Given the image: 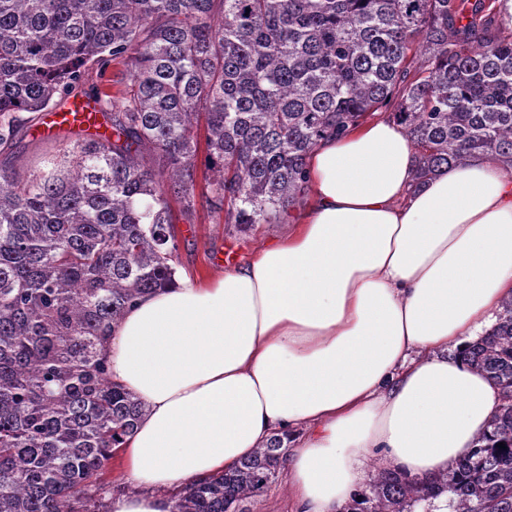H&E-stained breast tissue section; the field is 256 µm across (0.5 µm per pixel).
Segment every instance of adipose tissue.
Wrapping results in <instances>:
<instances>
[{"label":"adipose tissue","instance_id":"1","mask_svg":"<svg viewBox=\"0 0 512 512\" xmlns=\"http://www.w3.org/2000/svg\"><path fill=\"white\" fill-rule=\"evenodd\" d=\"M395 123L320 143L287 237L222 274L177 271L111 325L113 383L146 406L109 512H172L275 435L297 512H341L380 453L427 479L501 403L458 352L512 295V174L477 155L423 182Z\"/></svg>","mask_w":512,"mask_h":512}]
</instances>
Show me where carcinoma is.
Listing matches in <instances>:
<instances>
[{
    "label": "carcinoma",
    "mask_w": 512,
    "mask_h": 512,
    "mask_svg": "<svg viewBox=\"0 0 512 512\" xmlns=\"http://www.w3.org/2000/svg\"><path fill=\"white\" fill-rule=\"evenodd\" d=\"M495 3L0 0V151L71 98L95 105L37 169L0 162V512H105L145 407L112 383L104 331L173 282L178 217L273 223L308 189L311 151L377 112L410 140L417 181L474 154L512 172V28ZM463 355L502 392L471 454L426 480L372 474L344 512H512L511 295ZM287 453L271 437L173 512H249Z\"/></svg>",
    "instance_id": "obj_1"
}]
</instances>
